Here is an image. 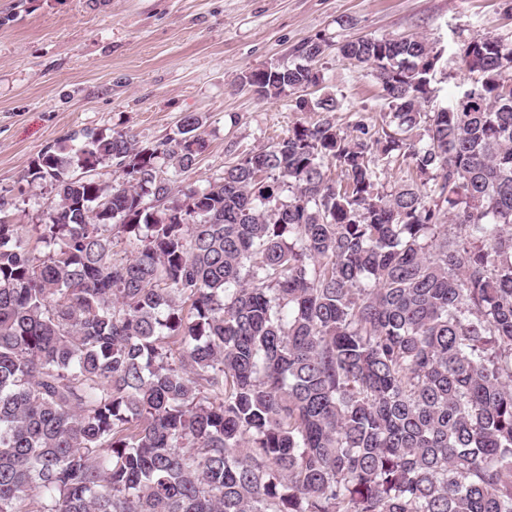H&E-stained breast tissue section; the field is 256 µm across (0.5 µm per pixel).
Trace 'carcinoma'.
I'll use <instances>...</instances> for the list:
<instances>
[{"instance_id": "obj_1", "label": "carcinoma", "mask_w": 512, "mask_h": 512, "mask_svg": "<svg viewBox=\"0 0 512 512\" xmlns=\"http://www.w3.org/2000/svg\"><path fill=\"white\" fill-rule=\"evenodd\" d=\"M330 47L243 83L317 86ZM338 51L393 130L345 133L328 92L187 191L198 114L75 132L24 175L54 194L41 256L0 196V512H512V43L464 41L434 112L426 39ZM378 156L413 177L384 190Z\"/></svg>"}]
</instances>
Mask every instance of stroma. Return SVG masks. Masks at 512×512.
<instances>
[{
    "label": "stroma",
    "mask_w": 512,
    "mask_h": 512,
    "mask_svg": "<svg viewBox=\"0 0 512 512\" xmlns=\"http://www.w3.org/2000/svg\"><path fill=\"white\" fill-rule=\"evenodd\" d=\"M512 40V0H0V195L20 224L41 223L48 187L23 175L49 145L82 128L124 130L145 145L174 136L185 114L203 118L208 149L183 188L312 123L325 92L343 98L336 122L385 127L376 80L336 46L360 36L418 35L443 51L436 105L469 82L457 52L477 34ZM332 43L320 86L263 100L242 85L253 69L291 62L292 49Z\"/></svg>",
    "instance_id": "obj_1"
}]
</instances>
